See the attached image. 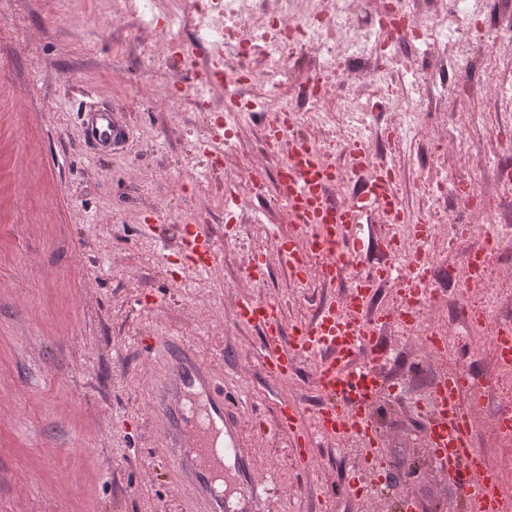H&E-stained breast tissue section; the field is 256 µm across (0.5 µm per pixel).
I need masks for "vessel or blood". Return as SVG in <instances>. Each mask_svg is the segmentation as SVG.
Here are the masks:
<instances>
[{
    "mask_svg": "<svg viewBox=\"0 0 512 512\" xmlns=\"http://www.w3.org/2000/svg\"><path fill=\"white\" fill-rule=\"evenodd\" d=\"M85 138L105 148L125 137L112 111L85 107L82 116ZM286 122L264 126L269 145H286L287 157L275 192L287 204L289 223L305 233L302 245L279 240L280 254L288 259L294 276H306L308 258L321 257L318 275L331 282L341 273L350 279L341 296L328 301L312 319L286 327L275 302L250 296L238 298L235 316L258 329L262 366L285 378L296 370L300 358L314 355L318 362L313 383L323 401L315 414L313 431H306L298 404L282 403L276 428L293 438L298 468H307L316 454L317 438L356 437L371 464V479L359 482L357 494L369 496L380 488L384 443L375 411L384 393V349L377 339L379 326L402 320L412 313L402 306L376 305L372 295L380 282L399 288L423 280L428 258L415 256L409 265L392 263V242L369 234L361 237L359 226L373 216L394 223L404 214L397 185L390 171L363 145L351 147L347 167L323 159L303 137L286 138ZM355 180V190L338 201L332 188L342 172ZM181 244L197 273L209 271L216 260L209 232L199 224L182 227ZM145 348L160 368L152 388L151 403L161 426L156 447L159 456L173 466V479L185 512H227L229 498L257 499L262 488L252 482L228 485L227 462L241 446L239 424L228 416L224 384L200 352L177 336H150ZM482 377L435 379L427 400L412 404L425 422L423 442L438 469L463 502L466 512H512V494L493 475L486 460L472 445L465 403L479 393Z\"/></svg>",
    "mask_w": 512,
    "mask_h": 512,
    "instance_id": "vessel-or-blood-1",
    "label": "vessel or blood"
}]
</instances>
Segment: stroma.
Instances as JSON below:
<instances>
[{"instance_id": "1", "label": "stroma", "mask_w": 512, "mask_h": 512, "mask_svg": "<svg viewBox=\"0 0 512 512\" xmlns=\"http://www.w3.org/2000/svg\"><path fill=\"white\" fill-rule=\"evenodd\" d=\"M140 27L138 17L113 14L111 0H0V512H183L171 466L155 450L157 366L140 346L165 334L196 345L225 388L241 393L244 446L228 477L243 473L265 487L254 512H399L405 494L417 497L419 512H464L420 445L424 422L407 402L438 361L393 329L381 333L398 354L384 373L400 389L376 412L393 485L356 500L347 481L361 450L332 440L297 468L288 437L274 431L277 408L298 402L312 425L315 362L300 359L285 379L268 376L259 338L236 322L234 304L243 294L276 301L290 325L340 290L319 283L315 259L297 287L275 251L264 286L239 279L261 237L302 239L272 190L241 201L225 178L272 164L261 123H242L233 149L211 166L201 145L214 139V115L184 94L194 73L174 65L157 75L139 50ZM474 80L481 94L439 103L426 136L440 137L444 118L460 119L465 140L448 142L435 164L449 183L492 196L489 162L503 152L500 130H512V97L498 100L491 84L512 90V62ZM96 101L130 130L109 153L83 139L80 110ZM398 119L373 112L368 147L387 153L415 212L425 155L417 144L381 140ZM151 215L161 236L142 230ZM189 220L208 229L217 255L202 275L179 250Z\"/></svg>"}]
</instances>
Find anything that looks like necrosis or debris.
Returning <instances> with one entry per match:
<instances>
[{
  "label": "necrosis or debris",
  "mask_w": 512,
  "mask_h": 512,
  "mask_svg": "<svg viewBox=\"0 0 512 512\" xmlns=\"http://www.w3.org/2000/svg\"><path fill=\"white\" fill-rule=\"evenodd\" d=\"M151 10H163L166 25L157 30L154 40L141 42L144 56L162 61L159 44H175L186 27H201L208 18H216V39L224 56L235 62L236 82L250 87V95L241 97L233 111L217 113L224 126V144L233 146L240 123L251 113H266L269 121L281 116L295 123L323 127L331 113L346 116L347 136L353 143L365 140V122L379 102L391 103L400 114V134L411 140H423L424 114L417 100L433 96L437 79L446 71V60L435 61L422 69L418 82L405 85L401 76L411 70L413 60L396 51L398 43L414 46L452 47L456 62L466 61L469 46L484 47V66L493 71L497 56L506 47L497 31L478 26L475 16L464 8L444 12L433 0H400L399 8L374 7L357 13L354 0H148ZM313 49L311 66L296 84L288 82V58L297 47ZM454 190L462 212L477 216L474 224L449 228L448 243L473 240L478 250L487 255L480 276H473L467 263L454 267L448 287L459 290L463 302L454 307L453 319L469 333L473 353H481L497 343V327L492 322L476 324V313L490 312L495 307L498 281L512 278V215L498 210L495 200L470 190L464 182L449 186L440 175L426 183L422 205L435 212L447 190ZM501 224L500 232L491 233L487 223ZM440 290L434 282L423 285L417 303L418 315L407 325H399L400 333L415 336L434 354L447 353L438 344L443 326L430 320L428 313L438 310ZM494 399L493 416H484V399ZM467 412L473 424L476 448L506 441L497 418L512 416V360H495L494 375L483 400L471 402Z\"/></svg>",
  "instance_id": "obj_1"
}]
</instances>
